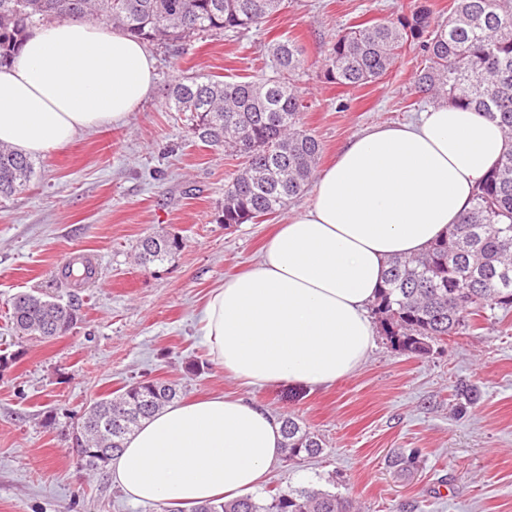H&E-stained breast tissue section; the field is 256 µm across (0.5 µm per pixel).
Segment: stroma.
Listing matches in <instances>:
<instances>
[{"mask_svg":"<svg viewBox=\"0 0 512 512\" xmlns=\"http://www.w3.org/2000/svg\"><path fill=\"white\" fill-rule=\"evenodd\" d=\"M415 0H285L245 34L203 35L186 48L158 42L152 96L123 125L77 134L37 158L30 183L0 203V512H160L137 503L111 472L86 478L70 431L92 401L136 380L175 382L185 400L237 393L288 414L323 441L322 454L281 460L265 490L313 485L362 512H512V312L432 344L425 357L395 349L384 333L363 367L328 388H270L229 380L198 335L211 289L249 268L279 217L224 227L216 216L240 161L196 142L184 113L165 106L174 79L245 81L274 73L268 45L295 39L306 51L297 85L304 127L320 141L318 171L361 131L415 120L430 106L416 92L422 53L407 47L380 80L356 88L327 79L321 47L341 30L409 13ZM182 238L164 262L135 261L148 234ZM101 276L82 289V320L42 342L16 338L8 303L20 291L55 293L75 256ZM476 404L458 413L455 390ZM417 451L414 470L393 465Z\"/></svg>","mask_w":512,"mask_h":512,"instance_id":"obj_1","label":"stroma"}]
</instances>
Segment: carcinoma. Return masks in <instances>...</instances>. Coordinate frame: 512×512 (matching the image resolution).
Instances as JSON below:
<instances>
[{
    "instance_id": "carcinoma-1",
    "label": "carcinoma",
    "mask_w": 512,
    "mask_h": 512,
    "mask_svg": "<svg viewBox=\"0 0 512 512\" xmlns=\"http://www.w3.org/2000/svg\"><path fill=\"white\" fill-rule=\"evenodd\" d=\"M446 20L417 4L408 14L354 25L336 34L324 51L328 79L347 87L375 82L408 44L423 52L415 73L417 92L450 105L473 108L497 121L508 146L478 184L472 208L425 252L395 257L372 306L393 347L414 356L430 343L465 333L487 312L512 310V0H454ZM283 0H0V65L16 55L27 29L51 21L90 18L109 22L148 42L183 46L205 33L260 27ZM275 75L244 82L185 78L170 84L166 105L188 113L194 138L243 159L224 186L217 221L244 224L275 214L306 192L322 153L301 122L304 100L295 84L304 49L293 39L269 45ZM35 162L0 145V201L28 182ZM182 239L147 235L139 241L142 264L162 262ZM91 261L65 266L60 287L94 283ZM82 303L22 292L10 302V320L20 338L51 340L81 321ZM177 385L142 380L91 404L72 429V444L85 449L81 466L102 473L145 419L178 400ZM288 459L317 456L322 441L290 416L283 417ZM328 490L277 489L266 497L216 499L189 512H352Z\"/></svg>"
}]
</instances>
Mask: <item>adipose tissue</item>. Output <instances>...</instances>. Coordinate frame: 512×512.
<instances>
[{
	"label": "adipose tissue",
	"instance_id": "adipose-tissue-1",
	"mask_svg": "<svg viewBox=\"0 0 512 512\" xmlns=\"http://www.w3.org/2000/svg\"><path fill=\"white\" fill-rule=\"evenodd\" d=\"M145 43L89 19L31 28L0 67V142L45 157L82 130L120 125L152 95ZM507 147L496 121L443 102L413 122L355 136L248 271L202 311L210 359L250 386L320 388L355 373L374 346L368 316L391 258L425 251L471 207ZM282 421L220 394L170 404L112 459L140 502L193 505L259 489L282 459Z\"/></svg>",
	"mask_w": 512,
	"mask_h": 512
}]
</instances>
